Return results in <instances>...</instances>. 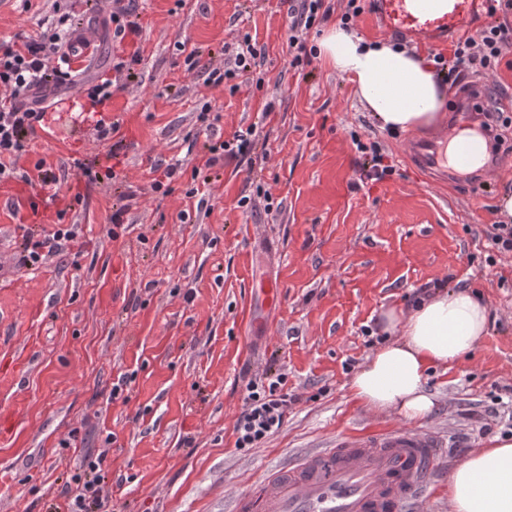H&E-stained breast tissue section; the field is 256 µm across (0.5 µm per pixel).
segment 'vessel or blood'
<instances>
[{
	"label": "vessel or blood",
	"instance_id": "vessel-or-blood-1",
	"mask_svg": "<svg viewBox=\"0 0 512 512\" xmlns=\"http://www.w3.org/2000/svg\"><path fill=\"white\" fill-rule=\"evenodd\" d=\"M485 0H448L447 9L419 24L414 0H376L384 30L413 38L456 32L479 15ZM452 135L439 129L410 141L411 165L436 178L460 179L448 161ZM442 457L438 438L416 429L349 436L269 470L255 491L234 497L231 512H407L418 504Z\"/></svg>",
	"mask_w": 512,
	"mask_h": 512
}]
</instances>
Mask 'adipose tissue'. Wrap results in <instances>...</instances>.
I'll use <instances>...</instances> for the list:
<instances>
[{"mask_svg": "<svg viewBox=\"0 0 512 512\" xmlns=\"http://www.w3.org/2000/svg\"><path fill=\"white\" fill-rule=\"evenodd\" d=\"M318 51L349 77L381 128L405 132L440 119L445 86L423 57L367 42L338 25L324 33ZM489 328L486 302L467 286L431 292L409 310H384L378 322L384 339L355 372L350 390L368 408L422 419L435 407L426 389L428 368L459 361ZM448 507L449 512H512V437L489 439L451 470Z\"/></svg>", "mask_w": 512, "mask_h": 512, "instance_id": "adipose-tissue-1", "label": "adipose tissue"}]
</instances>
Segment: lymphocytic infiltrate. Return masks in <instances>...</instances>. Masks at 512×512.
<instances>
[{
	"instance_id": "f902f5d3",
	"label": "lymphocytic infiltrate",
	"mask_w": 512,
	"mask_h": 512,
	"mask_svg": "<svg viewBox=\"0 0 512 512\" xmlns=\"http://www.w3.org/2000/svg\"><path fill=\"white\" fill-rule=\"evenodd\" d=\"M486 13L488 24L474 35L455 41L451 57L434 58L437 72L445 74L451 85L493 69L512 43V25L505 20L506 15H512V0H486ZM330 15L331 8L325 0H288L287 46L292 67L310 65L317 50L307 45L303 34L327 21ZM65 36V31L56 28L39 41L20 46L0 44V88L8 90L7 95H0V180L13 179L11 161L25 150L27 138L45 120L41 91L49 85L58 90L67 85L69 72L49 65ZM224 54L223 67L213 69L208 77L209 83L216 86L245 73H256L265 51L244 33L225 44ZM246 390L235 424V446L242 452L260 447L275 434L292 402L281 373L251 379Z\"/></svg>"
}]
</instances>
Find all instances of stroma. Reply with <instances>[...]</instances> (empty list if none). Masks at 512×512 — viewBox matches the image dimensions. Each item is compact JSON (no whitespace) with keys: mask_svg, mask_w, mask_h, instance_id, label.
<instances>
[{"mask_svg":"<svg viewBox=\"0 0 512 512\" xmlns=\"http://www.w3.org/2000/svg\"><path fill=\"white\" fill-rule=\"evenodd\" d=\"M119 8L138 34L114 37ZM287 10L286 0H0V43L39 38L65 13L96 34L17 161L33 177L51 169L57 184L0 182V512H68L87 453L100 459L109 512H226L271 468L341 436L405 428L354 399L350 380L375 349L381 310L441 287L476 288L492 321L470 354L428 374L436 407L413 427L437 433L444 457L418 512H448L450 470L512 434V256L489 239L512 173L441 188L410 169L406 142L432 128H381L322 58L291 67ZM239 33L265 50L263 84H207L204 66H222ZM133 53L134 80L104 108L120 126L117 178L78 185L77 162L105 151L86 92ZM206 102L220 114L210 129L198 120ZM251 125L250 156L199 169L211 142ZM356 135L383 145L392 176L358 180ZM174 162L170 193H154V166ZM129 188L137 197L113 226ZM260 189L277 211L265 212ZM245 195L256 211L238 208ZM57 222L78 225L77 239L23 266L25 236ZM269 279L281 287L272 309L257 290ZM267 372L284 374L296 401L261 447L238 451L245 378Z\"/></svg>","mask_w":512,"mask_h":512,"instance_id":"1","label":"stroma"}]
</instances>
